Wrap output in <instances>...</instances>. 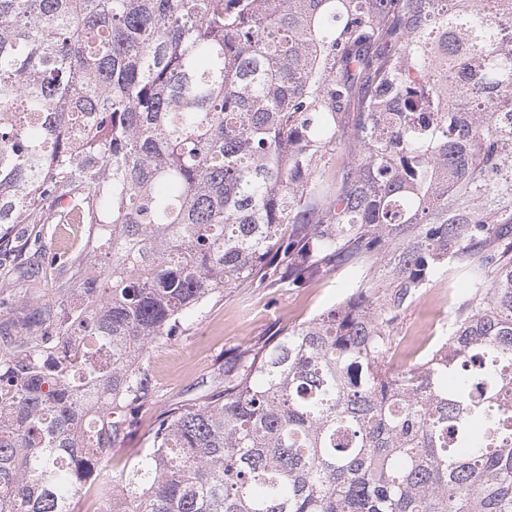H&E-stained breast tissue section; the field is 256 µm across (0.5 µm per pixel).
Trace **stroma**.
I'll list each match as a JSON object with an SVG mask.
<instances>
[{
	"instance_id": "obj_1",
	"label": "stroma",
	"mask_w": 512,
	"mask_h": 512,
	"mask_svg": "<svg viewBox=\"0 0 512 512\" xmlns=\"http://www.w3.org/2000/svg\"><path fill=\"white\" fill-rule=\"evenodd\" d=\"M93 226L79 225L63 233L60 225H46L41 249L65 257L84 253ZM352 276L335 271L299 289L228 288L192 312L181 333L162 340L144 360L152 396L136 407L134 422L112 451L113 468H121L146 447V437L169 406L204 401L224 380V361L237 350L310 319L342 301ZM467 283L455 273L434 279L427 293L403 311L394 324L391 363L400 368L414 363L428 336H442L443 317L455 312Z\"/></svg>"
}]
</instances>
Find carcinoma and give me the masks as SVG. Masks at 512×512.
<instances>
[{
	"mask_svg": "<svg viewBox=\"0 0 512 512\" xmlns=\"http://www.w3.org/2000/svg\"><path fill=\"white\" fill-rule=\"evenodd\" d=\"M47 224L97 234L0 330V512H512V0H0V289ZM343 269L97 478L191 311ZM466 280L453 272L434 279L427 287L429 289L422 297L415 300L403 311L394 324V344L391 352V364L395 368L414 363L424 352L423 339L436 336L426 346L435 343L443 336V315L453 314L458 308Z\"/></svg>",
	"mask_w": 512,
	"mask_h": 512,
	"instance_id": "obj_1",
	"label": "carcinoma"
}]
</instances>
